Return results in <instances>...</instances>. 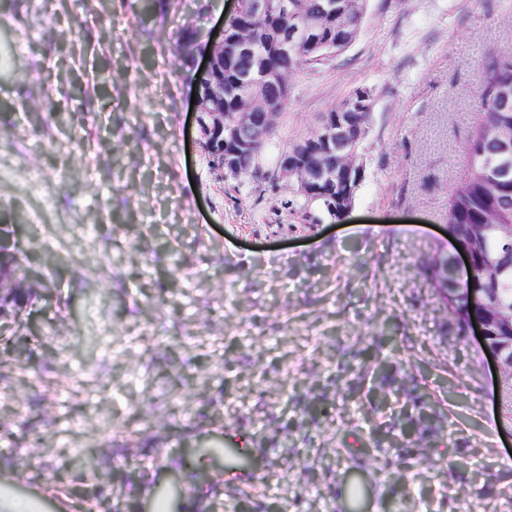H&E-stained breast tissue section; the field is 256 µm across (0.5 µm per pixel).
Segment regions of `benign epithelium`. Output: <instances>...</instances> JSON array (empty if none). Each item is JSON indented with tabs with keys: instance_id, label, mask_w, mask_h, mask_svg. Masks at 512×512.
<instances>
[{
	"instance_id": "benign-epithelium-1",
	"label": "benign epithelium",
	"mask_w": 512,
	"mask_h": 512,
	"mask_svg": "<svg viewBox=\"0 0 512 512\" xmlns=\"http://www.w3.org/2000/svg\"><path fill=\"white\" fill-rule=\"evenodd\" d=\"M359 6L360 0H325L320 22L307 26L302 22L304 0H241L237 11L246 13L255 26L236 21L222 25L214 35H202L197 48L202 54L209 53V58L195 69L199 74L193 78L195 111L202 113V146L219 171L240 177L245 174L242 159H259L260 143L273 132L278 116L272 107L273 94L286 91L288 86V75L269 64L257 27L272 19H286V24L267 27L278 52L290 55L305 43L321 49L319 58L325 59L334 55V43L326 31L344 26L346 16L358 11ZM228 56L247 62V66L224 70V59ZM352 104L362 115L359 121L354 123L340 112L324 113L316 131L306 139L308 146H294L281 153L276 164L278 179L291 184L294 193L306 200L318 199V190L323 185L347 187L336 209L339 220L352 209L354 192L364 176L358 158L368 133V110L373 106L370 92H357ZM338 154L342 156L339 164L333 161ZM486 229L485 224L471 225L468 243L449 234L452 244L461 247L452 261L457 283L461 285L457 292L467 295L468 303L477 311L468 316L466 323L473 332L482 333L480 346L498 370L500 396H511L512 310H504L487 288L467 289L469 278L477 275V259Z\"/></svg>"
}]
</instances>
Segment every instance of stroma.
<instances>
[{
  "label": "stroma",
  "instance_id": "obj_1",
  "mask_svg": "<svg viewBox=\"0 0 512 512\" xmlns=\"http://www.w3.org/2000/svg\"><path fill=\"white\" fill-rule=\"evenodd\" d=\"M236 3L0 0V244L40 291L27 370L0 354V431L27 434L0 438V497L73 512L82 448L118 512H512V404L427 272L512 0H366L239 178L190 106L194 32ZM359 88L365 176L339 222L275 165ZM176 322L191 340L156 358L131 335ZM228 429L253 459L231 484ZM120 435L161 466L114 467Z\"/></svg>",
  "mask_w": 512,
  "mask_h": 512
}]
</instances>
